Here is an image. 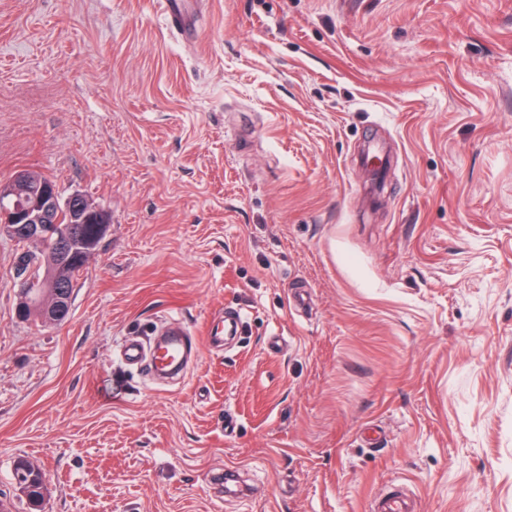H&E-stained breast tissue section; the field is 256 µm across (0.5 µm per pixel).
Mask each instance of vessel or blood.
I'll return each mask as SVG.
<instances>
[{
    "instance_id": "1",
    "label": "vessel or blood",
    "mask_w": 512,
    "mask_h": 512,
    "mask_svg": "<svg viewBox=\"0 0 512 512\" xmlns=\"http://www.w3.org/2000/svg\"><path fill=\"white\" fill-rule=\"evenodd\" d=\"M202 3L203 0H159L160 12L168 28L184 37L197 36ZM241 327V314L236 310L226 311L209 322L200 339L185 325L175 322L166 331L164 340L149 345L136 339L126 340L122 346V359L126 364L141 365L151 372L177 373L181 371L188 351L198 341L220 348L225 339L238 336ZM373 509L374 512H414L410 499L397 490L375 498Z\"/></svg>"
}]
</instances>
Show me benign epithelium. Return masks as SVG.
<instances>
[{"label":"benign epithelium","instance_id":"1","mask_svg":"<svg viewBox=\"0 0 512 512\" xmlns=\"http://www.w3.org/2000/svg\"><path fill=\"white\" fill-rule=\"evenodd\" d=\"M0 233L5 232L14 239L25 238L27 243L42 245L60 224L65 215L71 224V231L57 237L59 258L72 259L75 253L74 236L79 233L80 224H101V208L86 196L76 193L60 200L59 190L50 179L37 177L27 171L17 172L13 178L0 183ZM53 279L25 278L19 283V291L30 295L28 304L45 310V322L60 325L69 318L70 304L64 296L49 298L40 292L42 288H55Z\"/></svg>","mask_w":512,"mask_h":512}]
</instances>
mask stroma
Instances as JSON below:
<instances>
[{"label": "stroma", "instance_id": "35a3bbf8", "mask_svg": "<svg viewBox=\"0 0 512 512\" xmlns=\"http://www.w3.org/2000/svg\"><path fill=\"white\" fill-rule=\"evenodd\" d=\"M386 155L371 190L364 151ZM110 225L59 326L0 233V501L45 512H512V0H0V183ZM242 310L178 379L125 339ZM237 470L251 493L212 473ZM203 0H160V12L168 28L182 37H195ZM28 459L18 458L15 460L12 470V479L18 490L25 496L32 511L41 512L46 497V485L42 478L27 470ZM31 468L37 472L41 468L34 462L30 461ZM41 506L40 509L37 507ZM415 510L410 499L398 490H390L373 501L375 512H414Z\"/></svg>", "mask_w": 512, "mask_h": 512}]
</instances>
